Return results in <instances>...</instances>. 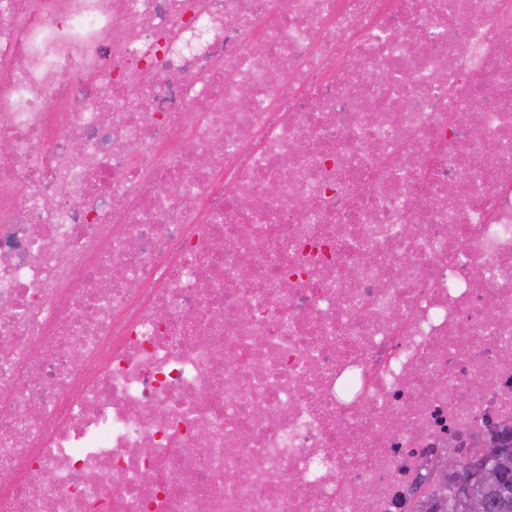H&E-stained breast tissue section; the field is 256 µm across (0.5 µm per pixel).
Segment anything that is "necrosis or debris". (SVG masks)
<instances>
[{
	"mask_svg": "<svg viewBox=\"0 0 512 512\" xmlns=\"http://www.w3.org/2000/svg\"><path fill=\"white\" fill-rule=\"evenodd\" d=\"M510 429L512 0H0V512H428Z\"/></svg>",
	"mask_w": 512,
	"mask_h": 512,
	"instance_id": "4bbe7bcc",
	"label": "necrosis or debris"
}]
</instances>
